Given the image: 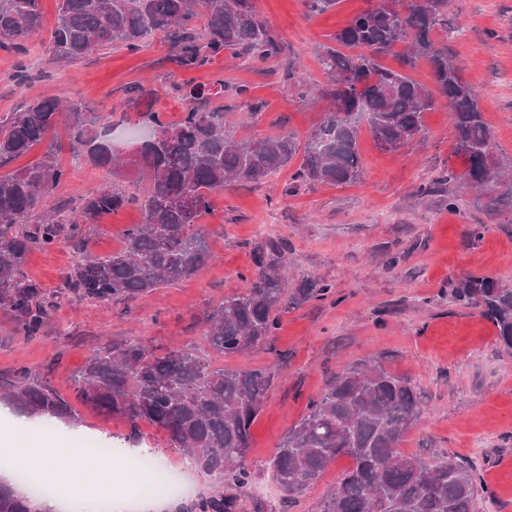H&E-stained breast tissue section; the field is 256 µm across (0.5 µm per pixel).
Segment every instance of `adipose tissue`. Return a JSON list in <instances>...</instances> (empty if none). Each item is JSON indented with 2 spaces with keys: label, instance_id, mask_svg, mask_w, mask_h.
Segmentation results:
<instances>
[{
  "label": "adipose tissue",
  "instance_id": "obj_1",
  "mask_svg": "<svg viewBox=\"0 0 512 512\" xmlns=\"http://www.w3.org/2000/svg\"><path fill=\"white\" fill-rule=\"evenodd\" d=\"M0 455L14 458L23 467L36 470L48 482L69 485L86 464L85 454L41 441V433L53 429L57 421L48 416H29L0 407Z\"/></svg>",
  "mask_w": 512,
  "mask_h": 512
}]
</instances>
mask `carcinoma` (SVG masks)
Masks as SVG:
<instances>
[{
	"label": "carcinoma",
	"mask_w": 512,
	"mask_h": 512,
	"mask_svg": "<svg viewBox=\"0 0 512 512\" xmlns=\"http://www.w3.org/2000/svg\"><path fill=\"white\" fill-rule=\"evenodd\" d=\"M367 3L336 31L333 45L319 52L326 85L316 94L329 99L331 108L302 145L291 133L238 139L226 112L198 105L207 95L224 94L222 80L208 90L190 80L172 85L183 104L177 123L153 109L156 91L134 89L127 106L150 135L127 160L107 137L112 115L89 112L80 103L64 106L48 96L0 117V170L63 132L74 153L110 175L70 210L47 208L68 175L53 152L36 164L0 173V309L13 314L24 335L35 337L65 293L107 305L190 278L211 259L200 219L212 207V194L227 184L264 181L299 150L302 163L283 195L315 183H355L361 175V125L384 151L408 147L422 140L425 113L434 109L438 94L447 100L454 150L466 162L460 177L477 191L489 220L512 214V173L483 118L478 94L434 38L436 30L448 29V0ZM42 25L40 0H0L1 50L26 49ZM149 33L169 40L185 71L223 54L262 64L279 50L252 0H61L50 40L54 60L72 62L114 43L135 51ZM385 56L395 57L398 67L382 65ZM422 60L432 71L433 89L408 74ZM128 165L145 183L140 195L119 185ZM460 177L443 171L419 193H439L453 208L450 186ZM131 204L142 210L144 222L126 231L120 251L80 256L63 274L64 293L45 294L26 275L31 251L47 249L63 236L80 243L86 225ZM33 216L39 221L31 224ZM285 252L282 240L253 247V269L243 289L225 296L204 318L205 346L181 345L158 354L145 343H104L73 375L76 399L128 423L133 436L143 424L164 430L200 473L247 493L251 428L277 372L215 368L212 355L266 347L281 313L329 292V285L311 277L288 284L281 272ZM451 297L480 309L503 348L512 351V283L469 276L452 288ZM0 398L23 414H48L68 424L79 420L48 375L27 367L0 372ZM423 412L421 391L411 379L371 362L349 368L310 400L307 413L288 429L274 451L272 476L291 495L348 457L350 467L320 512H476L485 485L474 467L450 457L428 463L399 450ZM236 503L237 497L217 493L187 512H236ZM0 512H35L33 498L18 496L0 481Z\"/></svg>",
	"instance_id": "carcinoma-1"
}]
</instances>
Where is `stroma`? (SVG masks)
Returning a JSON list of instances; mask_svg holds the SVG:
<instances>
[{"instance_id": "35a3bbf8", "label": "stroma", "mask_w": 512, "mask_h": 512, "mask_svg": "<svg viewBox=\"0 0 512 512\" xmlns=\"http://www.w3.org/2000/svg\"><path fill=\"white\" fill-rule=\"evenodd\" d=\"M58 4L41 0L43 32L31 40L27 54L0 50V116L53 94L110 114L113 127L131 128L136 115L126 111L125 100L131 89L144 87L157 91L155 109L176 122L182 107L170 91L172 80L209 86L220 79L224 93L212 98L211 106L240 112L235 89L249 86L262 114L247 134L261 138L290 132L301 142L329 106L305 95L325 82L319 51L366 6L365 0H338L311 16L303 0H254L279 44L278 54L259 65L224 55L185 71L157 34L134 52L115 44L73 63L55 62L49 37ZM447 13L456 33L449 39L439 31L435 37L446 41L463 79L478 93L499 148L512 157V0H448ZM23 65L34 66L35 75L21 87L13 76ZM424 125L421 144L396 152L379 149L369 131L361 130V176L352 184L318 183L282 196L302 161L297 155L265 182L226 185L202 219L212 259L190 279L134 301L113 300L107 307L66 297L32 340L0 310V371L22 366L47 371L57 392L71 399L72 372L101 343L142 342L162 349L202 342L203 314L244 286L255 244L281 239L289 249V276L324 280L331 292L282 313L268 347L223 360L228 368L280 371L251 429L253 481L239 512H320L349 458H340L294 495L276 485L269 460L306 413L309 400L337 373L366 360L414 379L422 392L425 413L405 435L401 451L430 461L449 456L476 467L490 490L479 512H512V352L499 346L494 326L477 309L449 298L453 283L466 276L512 282V223L488 224L474 204L473 190L461 182L455 185V206L438 195L420 196V186L438 171L465 169L453 150L445 103L426 113ZM54 152L71 173L54 200L78 204L89 188L107 181L103 169L75 161L66 136H59ZM143 220L139 207L121 208L87 226L83 247L63 239L34 251L26 271L46 291H58L63 272L79 254L101 257L121 249L126 230ZM483 223L488 231L472 240V229ZM77 411L78 424L57 425L47 440L68 447L74 437L88 434L100 447H127V423L82 405ZM137 445L164 466L190 474L193 488L184 501L216 493L214 481L195 472L164 430L142 426Z\"/></svg>"}]
</instances>
